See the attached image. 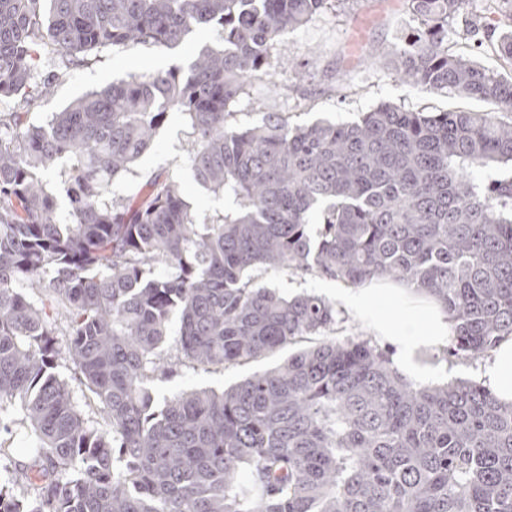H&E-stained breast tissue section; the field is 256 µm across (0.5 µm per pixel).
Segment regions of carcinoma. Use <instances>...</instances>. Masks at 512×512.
Masks as SVG:
<instances>
[{"label":"carcinoma","instance_id":"1","mask_svg":"<svg viewBox=\"0 0 512 512\" xmlns=\"http://www.w3.org/2000/svg\"><path fill=\"white\" fill-rule=\"evenodd\" d=\"M342 2L0 0V98L23 108L0 114V412L16 406L24 432L20 448L0 440V512H512V402L472 380L417 384L369 341L332 336L329 301L255 286L268 272L389 279L445 306L450 357L512 338V178L470 176L512 167V78L448 52L469 0H408L418 27L393 71L499 111L382 102L351 123H229L252 80L283 67L284 34ZM509 19L489 36L512 66ZM201 26L217 42L187 67L28 118L88 57L172 50ZM171 112L224 211L194 212L160 174L112 196ZM307 336L322 340L221 393L156 403L151 385L177 365ZM69 364L102 421L60 377Z\"/></svg>","mask_w":512,"mask_h":512}]
</instances>
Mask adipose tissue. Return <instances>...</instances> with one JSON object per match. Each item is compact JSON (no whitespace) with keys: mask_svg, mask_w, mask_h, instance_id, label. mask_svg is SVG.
I'll return each mask as SVG.
<instances>
[{"mask_svg":"<svg viewBox=\"0 0 512 512\" xmlns=\"http://www.w3.org/2000/svg\"><path fill=\"white\" fill-rule=\"evenodd\" d=\"M346 302L396 347L404 364L413 362L420 346L438 343L448 334V314L442 304L415 297L406 285L374 281L358 288Z\"/></svg>","mask_w":512,"mask_h":512,"instance_id":"adipose-tissue-1","label":"adipose tissue"}]
</instances>
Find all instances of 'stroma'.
<instances>
[{"mask_svg": "<svg viewBox=\"0 0 512 512\" xmlns=\"http://www.w3.org/2000/svg\"><path fill=\"white\" fill-rule=\"evenodd\" d=\"M414 28L407 0H347L336 13L314 17L306 25L286 33L274 51L278 59L301 63L306 78L295 80L288 70L280 69L272 77L254 83L249 97L234 105V121L250 124L260 120L264 113L279 112L294 125H308L320 119L347 123L385 101L420 112L495 111L494 103L429 91L392 72L390 54L400 38ZM215 35L214 29L203 27L173 50L151 48L101 53L97 59L71 70L56 82L41 99L33 118L46 121L76 98L112 81L187 65L200 46ZM187 149L186 120L180 113H170L158 130L153 146L135 163L133 175L114 182L113 194L127 196L137 183L162 172L180 185L194 211L211 214L223 210V198L213 195L194 179ZM426 352L428 370L414 375L423 384L455 379L481 382L492 361L488 355L474 361L447 360L439 344L427 347ZM288 354L284 348L246 364L210 369L184 367L170 377L156 380L152 392L156 401L161 402L190 388L221 390L273 367Z\"/></svg>", "mask_w": 512, "mask_h": 512, "instance_id": "stroma-1", "label": "stroma"}]
</instances>
